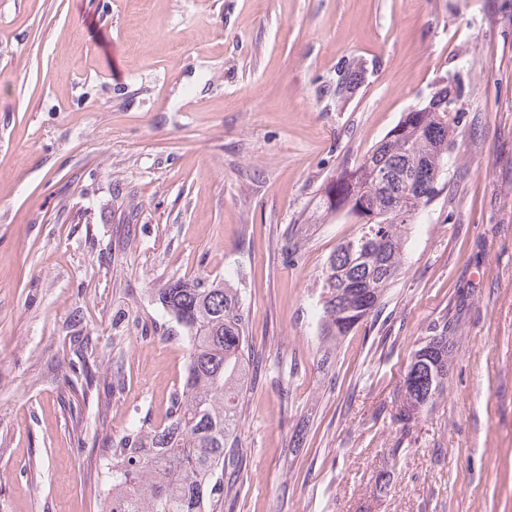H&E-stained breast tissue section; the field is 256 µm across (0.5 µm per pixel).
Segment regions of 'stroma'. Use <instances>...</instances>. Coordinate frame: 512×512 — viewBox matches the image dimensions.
<instances>
[{"label": "stroma", "instance_id": "35a3bbf8", "mask_svg": "<svg viewBox=\"0 0 512 512\" xmlns=\"http://www.w3.org/2000/svg\"><path fill=\"white\" fill-rule=\"evenodd\" d=\"M444 78L456 164L323 356L319 279L358 225L308 216ZM233 273L243 464L216 512H512V0H0V512H101L112 444L185 375L155 288ZM443 321L448 388L402 425Z\"/></svg>", "mask_w": 512, "mask_h": 512}]
</instances>
